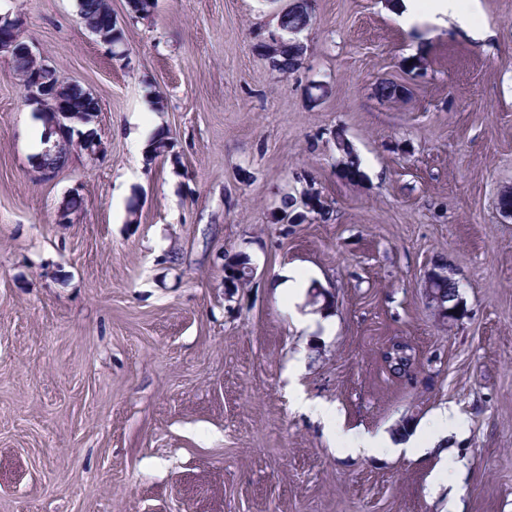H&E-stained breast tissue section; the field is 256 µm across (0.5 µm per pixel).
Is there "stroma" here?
I'll use <instances>...</instances> for the list:
<instances>
[{"label": "stroma", "instance_id": "stroma-1", "mask_svg": "<svg viewBox=\"0 0 512 512\" xmlns=\"http://www.w3.org/2000/svg\"><path fill=\"white\" fill-rule=\"evenodd\" d=\"M289 2L157 0L140 19L110 0L120 59L77 0H0L98 99L105 144L41 176L45 129L0 51V512H512V0H479L481 37L405 30L391 0H308L302 65L279 74L259 45ZM383 80L403 97L378 98ZM160 129L176 159L148 160ZM307 184L325 217L272 223ZM237 253L242 290L224 285ZM439 260L459 285L445 325L424 288ZM291 266L297 303L274 287ZM395 342L414 355L399 375ZM297 390L349 428L450 404L465 428L441 458L341 456ZM336 141L339 151L344 154L338 171L339 177L346 181L358 180L361 177L362 172L348 141L345 140L341 133L336 134Z\"/></svg>", "mask_w": 512, "mask_h": 512}]
</instances>
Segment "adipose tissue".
I'll return each mask as SVG.
<instances>
[{"mask_svg":"<svg viewBox=\"0 0 512 512\" xmlns=\"http://www.w3.org/2000/svg\"><path fill=\"white\" fill-rule=\"evenodd\" d=\"M394 9L400 24L407 29L425 22L444 25L451 19L470 27L476 16L475 9L464 8L462 0H396ZM297 405L302 410L312 411L321 419L337 452L354 456L369 455L377 449L388 448L416 457L462 428V419L453 406L437 410L427 423L415 426L410 433L393 436L385 432L345 428L336 406L330 404L313 406L301 399Z\"/></svg>","mask_w":512,"mask_h":512,"instance_id":"obj_1","label":"adipose tissue"}]
</instances>
